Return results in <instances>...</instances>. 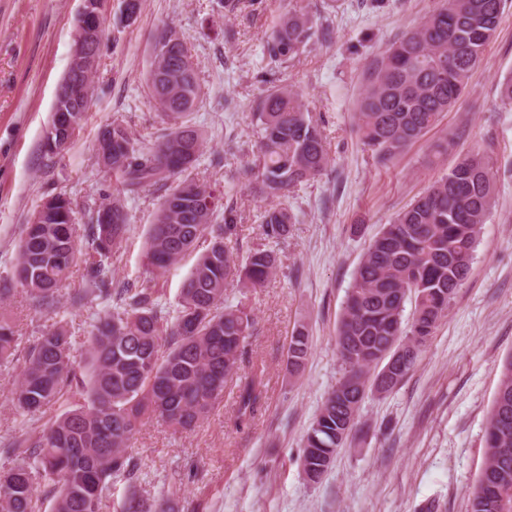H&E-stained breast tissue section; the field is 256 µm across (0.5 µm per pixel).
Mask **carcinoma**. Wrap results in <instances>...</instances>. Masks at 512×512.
Here are the masks:
<instances>
[{
    "label": "carcinoma",
    "instance_id": "carcinoma-1",
    "mask_svg": "<svg viewBox=\"0 0 512 512\" xmlns=\"http://www.w3.org/2000/svg\"><path fill=\"white\" fill-rule=\"evenodd\" d=\"M507 0H441L420 25L390 44L365 69L356 129L378 163L386 165L417 142L466 92L471 73L495 38ZM314 21L292 6L265 42L268 87L253 113L257 153L253 192L278 204L260 215L263 243L241 255L235 210L226 193L199 178L203 138L196 114L202 102L198 63L176 29L154 35L146 85L165 133L146 145L128 123L112 119L99 132L97 164L112 173L119 192L90 210L77 233L73 202L49 196L50 216L34 211L22 231L0 303L14 287L32 305L60 304L70 269L83 268L89 287L70 295L82 306L106 308L91 319L86 372L78 371L71 336L62 325L42 331L26 349L25 367L12 391L18 412L35 417L63 398L74 404L36 437L0 448V512H101L119 478L126 482L123 512H172L167 502L139 494L140 465L128 451L139 427L156 419L189 431L208 418L237 373L243 345L255 324L248 306L224 304L235 281L256 289L276 272L295 215L284 200L329 166L327 137L304 95L285 85L288 62L309 44ZM97 91L94 78L75 74L58 98L73 118L70 138L83 128ZM165 189L146 241L150 275L113 287L112 259L130 232L128 199L144 188ZM495 202L490 160L476 151L459 161L372 238L358 263L336 330L341 376L311 423L302 471L321 480L337 451L359 425L369 392L394 390L416 364L467 278L481 224ZM199 251L175 309L162 302L158 281L186 254ZM414 303L404 320L406 302ZM13 327L0 319V361L14 355ZM310 350L305 327L292 332L288 369L298 372ZM263 373L239 385L237 420L257 410ZM468 512H512V356L503 365L485 429V461Z\"/></svg>",
    "mask_w": 512,
    "mask_h": 512
}]
</instances>
